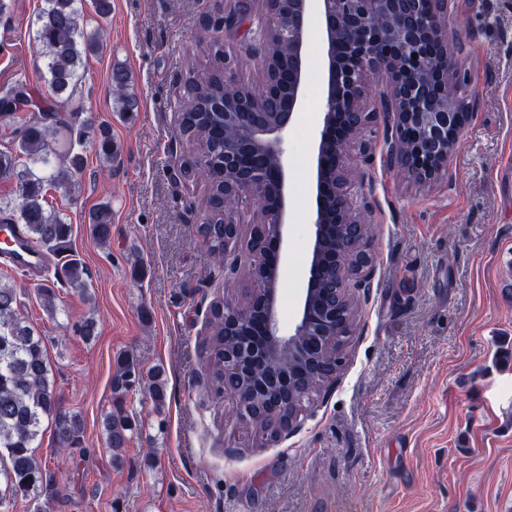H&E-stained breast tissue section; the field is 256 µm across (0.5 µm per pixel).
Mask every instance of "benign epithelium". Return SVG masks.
Masks as SVG:
<instances>
[{"label": "benign epithelium", "instance_id": "7a95c632", "mask_svg": "<svg viewBox=\"0 0 512 512\" xmlns=\"http://www.w3.org/2000/svg\"><path fill=\"white\" fill-rule=\"evenodd\" d=\"M255 1L262 10V80L249 96L224 100L225 121L238 127L236 140L224 141V191L257 207L246 254L249 274L261 288L241 302L224 301V334L241 337L238 348L224 355V383L235 386L241 422L250 421V404L260 398L274 415L284 416L282 430L294 432L302 420L299 413L286 416L294 378L288 349L297 343L312 351L343 335L340 308L354 313L352 289L366 287L373 265L354 245L366 204L358 202L345 162L346 148L380 116L364 105L368 78L377 72L387 75L391 152L398 157L403 144H409L413 157L402 167L420 184L443 174L459 144L470 115L461 91L470 78L463 72L450 87L443 72L453 57L445 22L448 0H321L327 80L316 158L313 249L295 327L284 334L277 313L279 276L270 258L285 236V143L304 97L310 0H239L240 8L224 16V27L230 30L248 19ZM265 101L275 103L276 110L264 111ZM258 155L274 159L272 172L256 164ZM327 259L333 261L337 281L330 292L313 286L318 264ZM256 304L265 313L258 341L245 335ZM272 357L279 366L262 374L261 365Z\"/></svg>", "mask_w": 512, "mask_h": 512}]
</instances>
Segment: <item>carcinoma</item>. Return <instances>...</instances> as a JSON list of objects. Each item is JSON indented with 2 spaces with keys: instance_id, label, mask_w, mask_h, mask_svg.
Returning a JSON list of instances; mask_svg holds the SVG:
<instances>
[{
  "instance_id": "obj_1",
  "label": "carcinoma",
  "mask_w": 512,
  "mask_h": 512,
  "mask_svg": "<svg viewBox=\"0 0 512 512\" xmlns=\"http://www.w3.org/2000/svg\"><path fill=\"white\" fill-rule=\"evenodd\" d=\"M44 5L31 21L35 42L44 58L42 77L52 96L68 106V113L57 112L26 117L29 102L27 84L20 82L0 98V130L11 136L17 146L0 152V182L15 186V195L0 196V214L24 225L29 238L45 250L58 253L70 251L72 225L66 217L47 202L46 188L69 187L78 182L84 169L81 153L87 134L79 121L82 105L76 102L78 70L83 57L100 47L99 32H86L82 27L83 0H43ZM114 91L115 109L119 112L137 110V100L129 92V75L121 67L110 73ZM239 89L226 85L220 71L204 75L192 74L189 91L182 106L180 134L189 144H198L209 150L224 151V140L235 136V127L224 123V111L213 107L234 98ZM99 153L105 161L112 160L116 146L107 127L97 135ZM190 165L207 185L204 198L205 223L199 225V234L209 242L206 257L224 263V212L238 205L232 194L224 193V170L199 163ZM90 235L105 246L112 237V212L109 206L93 209L88 218ZM87 268L76 255H71L63 267L62 279L77 291H86L84 276ZM210 335L206 365L215 392L224 394V350H233L239 337L224 335V303L212 305ZM96 319L87 317L72 325L74 335L91 341L98 335ZM330 355L326 347L314 353L297 349L289 354L296 361L297 390L303 391L314 372V363ZM148 393L157 408L165 401L166 383L163 372H141L137 362L125 355L116 359L112 379V393L124 397L135 388ZM57 422L56 440L59 450L77 445L83 436V424L76 415L60 412L54 397L53 385L45 357L43 338L34 334L27 318L21 313L15 288L0 284V508L6 499L31 496L53 501L59 498V489L34 454L35 443L42 435L43 417ZM264 425L268 435L274 436L277 425L264 403L254 405V419L250 426ZM105 445L115 461L121 459V450L127 446L133 432L131 419L121 410L110 411L103 420Z\"/></svg>"
}]
</instances>
